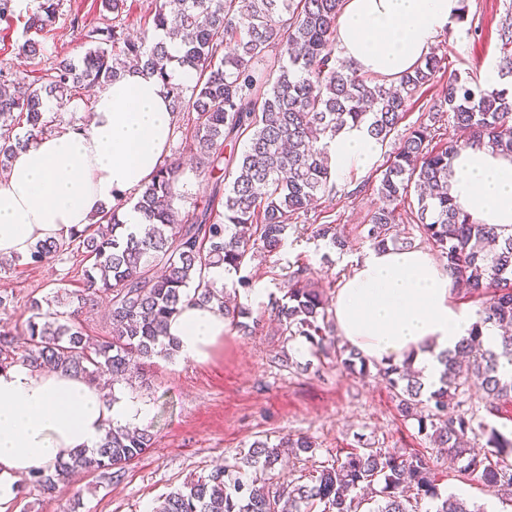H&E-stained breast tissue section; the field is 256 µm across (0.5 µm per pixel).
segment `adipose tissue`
Masks as SVG:
<instances>
[{"mask_svg":"<svg viewBox=\"0 0 512 512\" xmlns=\"http://www.w3.org/2000/svg\"><path fill=\"white\" fill-rule=\"evenodd\" d=\"M460 0H344L336 21L341 57L358 72L395 80L429 55L452 26ZM174 116L156 75L132 69L102 87L90 118L18 151L0 175V256L26 257L39 241L84 229L118 206L129 231L141 215L126 196L148 182L166 153ZM337 176L367 169L377 154L365 126H345L329 144ZM450 194L482 224L512 232V155L464 146L452 161ZM338 335L368 361L411 359L427 387L438 384L441 352L470 334L475 315L459 305L445 268L422 249L371 250L336 290ZM224 333L215 309L185 306L168 324L181 357L205 360ZM147 405L123 390L23 364L0 370V501L14 483L76 450L96 447L106 428L143 425Z\"/></svg>","mask_w":512,"mask_h":512,"instance_id":"adipose-tissue-1","label":"adipose tissue"}]
</instances>
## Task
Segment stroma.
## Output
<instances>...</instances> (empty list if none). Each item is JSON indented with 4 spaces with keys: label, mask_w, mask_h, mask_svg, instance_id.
I'll use <instances>...</instances> for the list:
<instances>
[{
    "label": "stroma",
    "mask_w": 512,
    "mask_h": 512,
    "mask_svg": "<svg viewBox=\"0 0 512 512\" xmlns=\"http://www.w3.org/2000/svg\"><path fill=\"white\" fill-rule=\"evenodd\" d=\"M37 5L38 0H14L12 16L0 21V73L7 78L30 82L55 58L81 60L89 48L86 32L112 22L102 0H61L53 30L31 35L41 54L28 59L19 54L18 46L29 36L26 20ZM467 5L466 21L439 36L436 53L475 85L485 65L497 61V31L505 19H512V0H467ZM74 18L79 21L75 27L70 24ZM393 147V142L383 143L372 168L351 171L337 181L335 192L321 197L309 211L307 231L289 233L277 253L256 254L243 268L251 287L240 291L238 300L258 319L255 333L225 331L203 362L157 356L147 360L144 375L150 391L144 400L156 439L121 477L111 481L97 472L82 473L50 495L22 482L9 500L0 503V512H152L184 482L233 464L237 450L287 434L312 437L321 461L365 443L432 453L416 421L400 417L385 382L372 374L344 375L330 360H314L310 351L299 350L295 342L278 335L271 313L289 265L308 263L315 282L332 296L351 259L369 251L357 227L368 222L378 202L377 170ZM324 222L343 225L351 241L347 250L315 238L313 225ZM84 267L81 254L75 252L62 261L22 263L1 272L0 293L11 295L13 301L0 309V326L22 323L31 298L45 295L58 283L80 287ZM281 352L292 358L293 367L273 363V356ZM435 479L441 494H455L484 512H512V498L495 495L447 461H440Z\"/></svg>",
    "instance_id": "1"
}]
</instances>
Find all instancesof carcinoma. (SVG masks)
<instances>
[{
    "mask_svg": "<svg viewBox=\"0 0 512 512\" xmlns=\"http://www.w3.org/2000/svg\"><path fill=\"white\" fill-rule=\"evenodd\" d=\"M342 5L343 0H153L152 27L180 40L179 55L170 53L165 39L147 46L114 21L89 30L85 37L93 47L77 63L56 61L41 85L0 81L11 86L0 90V119L14 117L26 125L22 136L0 126L2 168L52 130L57 113L48 101L61 107L82 89L103 87L124 75L132 60L160 78L175 114H195L183 150L203 161L213 184L202 209L180 215L175 201L183 197L182 166L176 157L165 159L137 189L133 208L144 221L142 232L127 231L115 207L73 234L89 262L82 287H59L30 301L24 348H17L13 331L1 328L0 369L22 362L35 371L51 366L91 382L104 371L119 381L139 379L144 360L178 352V344L166 340L167 324L190 302L216 306L231 328L252 333L245 322L249 309L225 300L248 286V277L218 287L210 269L237 274L255 252H277L317 194L335 191L328 144L336 134L351 122L366 125L376 142L389 141L437 75L446 74L432 119L448 114L463 138L437 142L434 127L426 123L400 136L378 178L380 205L361 233L374 250L396 244L398 209L416 194L413 222L442 258L458 292L477 300L479 321L457 350L443 356L440 386L432 391L406 362L375 368L401 416L417 421L419 433L444 451L448 464L492 490L512 487V464L504 458L512 439L479 415L471 394L474 387L481 391L482 410L489 415L500 401H512V377L500 372L502 362L512 365V233L471 219L449 194L451 164L461 145L512 153V93L446 73L438 55L395 83L357 72L336 57ZM60 7V0H39L27 29L52 27ZM498 40V73L512 79L511 23L501 26ZM176 67L192 74L193 84L173 80ZM315 236L341 251L349 244L338 224L317 225ZM69 247L65 241H39L29 263L61 261ZM282 291L272 302L281 335L305 337L314 355L333 358L342 372L370 373L360 352L339 345L328 320V298L307 263L288 268ZM100 294L110 297V330L92 345L76 316ZM486 323L506 329L495 349L484 346L480 336L478 326ZM478 431L485 437L480 448L470 442ZM154 442L148 426L110 427L96 449L73 452L28 481L51 494L77 471L112 479ZM285 448L310 458L318 451L308 436L283 437L277 444L256 441L235 464L171 492L156 512H419L425 499L430 502L425 512H481L440 493L434 461L424 454L368 445L307 475L266 480ZM248 469L262 477L245 478Z\"/></svg>",
    "mask_w": 512,
    "mask_h": 512,
    "instance_id": "1",
    "label": "carcinoma"
}]
</instances>
